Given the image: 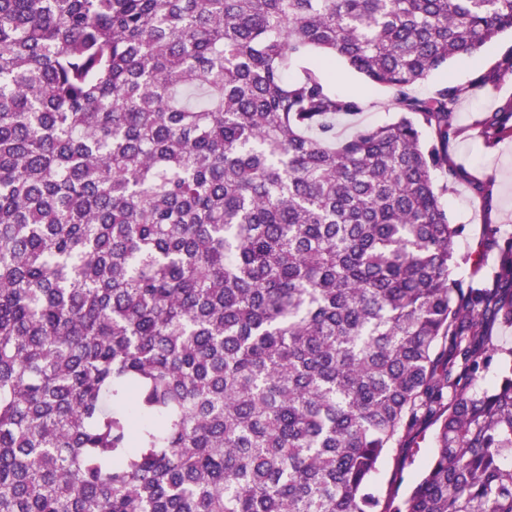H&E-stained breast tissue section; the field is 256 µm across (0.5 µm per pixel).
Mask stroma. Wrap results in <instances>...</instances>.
<instances>
[{
	"label": "stroma",
	"mask_w": 512,
	"mask_h": 512,
	"mask_svg": "<svg viewBox=\"0 0 512 512\" xmlns=\"http://www.w3.org/2000/svg\"><path fill=\"white\" fill-rule=\"evenodd\" d=\"M511 49L512 34L507 32L496 42L486 46L478 61L453 59L414 88L415 95L420 97L431 96L442 84L450 81L467 88L456 112V123L462 133L448 144V160L460 168L462 177L449 189L445 197L449 222L465 227L456 243L458 254L465 257L479 252L483 225L497 224L512 232V137L489 146L478 136L475 128L476 120L484 113L512 100V75H503L493 89L474 84L478 71L491 68ZM331 72V89L363 97L367 103L363 112L351 118L337 120L338 137L349 136L364 126L384 124L392 120L394 113L388 106V90L368 83L339 63L332 67ZM433 451L434 439L428 436L420 441L415 461L411 465L399 466L397 453H390L380 464L375 476L380 492L388 491L391 474L398 467L403 470L400 490L408 492L431 459Z\"/></svg>",
	"instance_id": "1"
}]
</instances>
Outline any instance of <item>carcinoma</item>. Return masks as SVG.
Returning <instances> with one entry per match:
<instances>
[{
	"label": "carcinoma",
	"mask_w": 512,
	"mask_h": 512,
	"mask_svg": "<svg viewBox=\"0 0 512 512\" xmlns=\"http://www.w3.org/2000/svg\"><path fill=\"white\" fill-rule=\"evenodd\" d=\"M509 30L512 0H0V512H512V235L457 276L466 88L412 94ZM338 61L394 121L336 140ZM434 451L433 429L426 432L424 440L419 441V448L415 454V462L406 465L403 470V482L399 489V498H402L419 479L422 468L429 462Z\"/></svg>",
	"instance_id": "cac0c4a2"
}]
</instances>
